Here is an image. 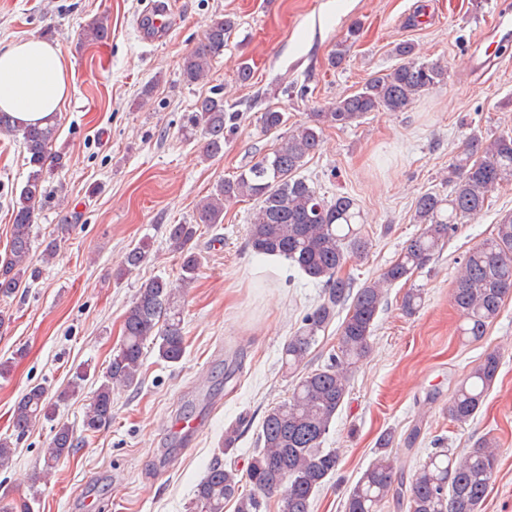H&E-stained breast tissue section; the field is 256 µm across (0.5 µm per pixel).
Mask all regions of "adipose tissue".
Masks as SVG:
<instances>
[{
  "mask_svg": "<svg viewBox=\"0 0 512 512\" xmlns=\"http://www.w3.org/2000/svg\"><path fill=\"white\" fill-rule=\"evenodd\" d=\"M71 75L55 45L31 37L0 47V110L23 124H44L60 111Z\"/></svg>",
  "mask_w": 512,
  "mask_h": 512,
  "instance_id": "ef3b65f1",
  "label": "adipose tissue"
}]
</instances>
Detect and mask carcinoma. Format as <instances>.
Wrapping results in <instances>:
<instances>
[{"mask_svg":"<svg viewBox=\"0 0 512 512\" xmlns=\"http://www.w3.org/2000/svg\"><path fill=\"white\" fill-rule=\"evenodd\" d=\"M237 26L226 15L211 20L205 41L183 57L182 76L188 84L207 79L211 62ZM399 62L370 78L357 92L336 102L325 112L310 113L309 123L277 139L269 152L241 170L232 179L216 184L213 192L197 205L193 224H169L167 242L181 260L175 281L153 276L143 281L127 309L119 343L113 348L106 371L90 375L76 368L68 386L56 399L79 395L88 380L95 389L86 407L82 430L96 433L112 421V397L118 390L138 385L145 348L152 347L158 360L179 363L185 354L182 299L197 279L201 259L194 247L199 225L224 223V205L241 198L257 201L249 226V243L263 257L285 260L321 287L314 307L301 319L281 352L282 367L291 370L303 363L340 311L347 314L339 326L336 350L328 362L302 377L287 400L265 411L258 431V444L245 474L232 462L217 459L196 485L190 512H224V504L235 502V512H268L269 502H281V512H311L312 502L326 480L336 474L341 456L323 444L330 426L348 394L350 374L371 346L374 323L387 299V289L408 281L426 267L455 232L458 221L481 214L489 194L501 183L512 181V137L490 138L472 131L448 166L446 180L451 191L444 196L419 194L414 222L420 230L402 248L398 258L379 276L359 287L342 269L353 258L368 252L361 212L350 196L328 199L297 176L305 159L321 144L323 131L347 126L373 112H403L448 78V65L424 62L414 44L394 47ZM239 113L226 108L224 94L215 90L197 100L188 114L186 128L200 133L207 159L224 153V143L236 130ZM262 128L269 132L285 123L284 113L268 109L261 113ZM0 132L21 138L29 171L18 195L12 198L10 245L0 255V297H10L29 278L39 276L30 265L35 212L47 196V182L63 167L62 156L51 152L57 128L53 124L24 125L0 112ZM145 240L127 251L116 280L137 270L146 260ZM512 294V215H504L490 237L472 248L462 259L452 291V303L460 316L459 335L479 341L498 317L505 299ZM423 302V292L410 288L402 309L414 314ZM500 354L484 355L448 400V418L457 425L474 420L500 370ZM55 410L48 390L41 384L26 389L14 408L13 428L23 436L36 422L51 421ZM241 419L224 431L221 453L233 454L240 437ZM392 433H384L375 458L349 489L344 512H383L394 494L406 501L408 512H479L498 468L497 443L486 438L463 454L436 448L420 460L408 486L397 481L389 445ZM78 442L74 430L63 423L55 426L48 447L42 450L43 466L36 478H47L74 454ZM16 442L0 437V469L8 467Z\"/></svg>","mask_w":512,"mask_h":512,"instance_id":"obj_1","label":"carcinoma"}]
</instances>
